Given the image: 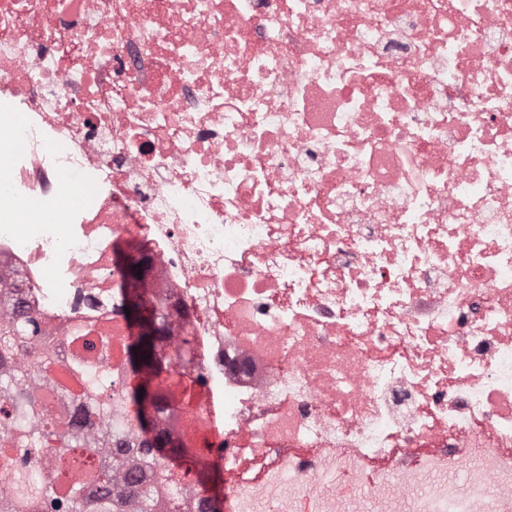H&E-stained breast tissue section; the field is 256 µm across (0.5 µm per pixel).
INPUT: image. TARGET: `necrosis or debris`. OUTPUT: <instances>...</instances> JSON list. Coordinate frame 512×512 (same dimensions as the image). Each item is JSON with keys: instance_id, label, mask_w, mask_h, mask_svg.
<instances>
[{"instance_id": "4bbe7bcc", "label": "necrosis or debris", "mask_w": 512, "mask_h": 512, "mask_svg": "<svg viewBox=\"0 0 512 512\" xmlns=\"http://www.w3.org/2000/svg\"><path fill=\"white\" fill-rule=\"evenodd\" d=\"M0 274L68 360L117 245L228 512H512V0H0Z\"/></svg>"}]
</instances>
